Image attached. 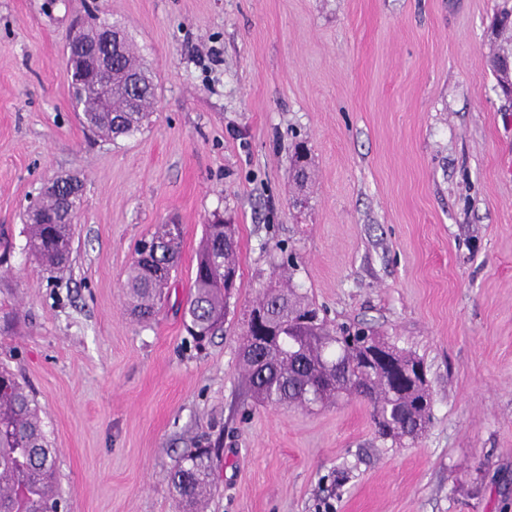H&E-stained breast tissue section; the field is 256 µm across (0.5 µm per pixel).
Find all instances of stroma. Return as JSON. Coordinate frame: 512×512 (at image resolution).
I'll return each mask as SVG.
<instances>
[{
    "instance_id": "obj_1",
    "label": "stroma",
    "mask_w": 512,
    "mask_h": 512,
    "mask_svg": "<svg viewBox=\"0 0 512 512\" xmlns=\"http://www.w3.org/2000/svg\"><path fill=\"white\" fill-rule=\"evenodd\" d=\"M500 0H0V365L33 392L63 512H177L179 455L214 449L204 512H512V101L488 59ZM153 71L143 130L109 140L72 109L65 50L91 12ZM304 143L312 178L290 156ZM84 184L73 252L25 250L43 184ZM306 207H294L298 193ZM236 224L224 329L182 321L214 214ZM183 226L151 323L125 297L135 246ZM294 283L427 366L433 418L376 439L352 397L255 404L240 365L259 295Z\"/></svg>"
}]
</instances>
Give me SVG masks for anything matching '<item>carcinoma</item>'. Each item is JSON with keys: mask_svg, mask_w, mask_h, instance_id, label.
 I'll return each mask as SVG.
<instances>
[{"mask_svg": "<svg viewBox=\"0 0 512 512\" xmlns=\"http://www.w3.org/2000/svg\"><path fill=\"white\" fill-rule=\"evenodd\" d=\"M498 87L506 92V72L512 69V37H508L488 62ZM156 96L153 73L135 62L129 39L112 56L111 111H95L97 92L90 91L89 106L82 114L91 131L112 139L130 136L149 118ZM307 154L292 162L293 178H309ZM81 193L65 191L52 198L38 196L26 209V251L49 268L69 262L74 225L65 221L78 211ZM183 233H171L160 224L150 236L158 257L134 258L126 279L130 313L140 322L152 321L165 298L162 284L176 268L177 243ZM238 272L235 227L218 217L205 225L191 290L183 306V319L191 336L202 341L224 324L228 296L225 274ZM256 306L266 310L260 331L245 330L247 341L242 363L256 399L271 406H325L342 396H355L371 407L379 439L415 440L430 423L432 412L423 405L426 389L410 383L408 372L420 358L393 350L396 365H378L373 377L363 371L366 339L378 337L370 328H330L309 298L286 281L277 293L264 292ZM40 418V409L29 387L0 367V512H60L61 493L56 471V452ZM212 449L197 448L182 455L170 472V482L181 512H199L214 484Z\"/></svg>", "mask_w": 512, "mask_h": 512, "instance_id": "cac0c4a2", "label": "carcinoma"}]
</instances>
